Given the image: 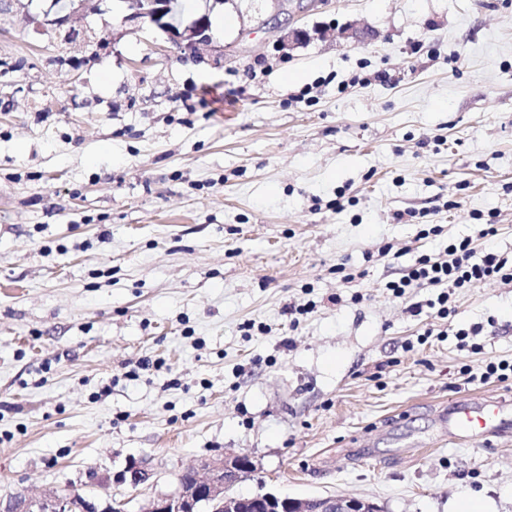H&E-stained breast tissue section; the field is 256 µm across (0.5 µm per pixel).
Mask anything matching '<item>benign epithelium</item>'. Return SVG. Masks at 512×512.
<instances>
[{
	"mask_svg": "<svg viewBox=\"0 0 512 512\" xmlns=\"http://www.w3.org/2000/svg\"><path fill=\"white\" fill-rule=\"evenodd\" d=\"M134 19L147 18L157 27L170 32L185 51L194 53L199 46L210 43L208 14L204 13L182 27L172 23L167 0H129ZM321 39L301 28L288 30L282 39L303 44L312 38ZM255 469L251 457L243 453L226 452L200 460L189 469L194 482L188 485L183 474L176 475L174 485L165 492L156 493L145 512H380V507L369 499L351 496L291 498L267 490L251 496L229 493V489ZM116 480L133 489L152 486L156 471L151 463L142 460L131 464ZM0 512H126L123 503L99 494H81L64 491L44 499H33L17 494L6 502L0 501Z\"/></svg>",
	"mask_w": 512,
	"mask_h": 512,
	"instance_id": "1",
	"label": "benign epithelium"
}]
</instances>
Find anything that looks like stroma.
Returning <instances> with one entry per match:
<instances>
[{"mask_svg": "<svg viewBox=\"0 0 512 512\" xmlns=\"http://www.w3.org/2000/svg\"><path fill=\"white\" fill-rule=\"evenodd\" d=\"M279 8L195 0L191 54L127 0H0V498L148 458L156 487L110 488L144 512L234 451L237 495L512 512V432L437 418L512 400L481 377L512 283L444 320L385 287L454 240L512 255V0H288L326 33L292 49Z\"/></svg>", "mask_w": 512, "mask_h": 512, "instance_id": "stroma-1", "label": "stroma"}]
</instances>
